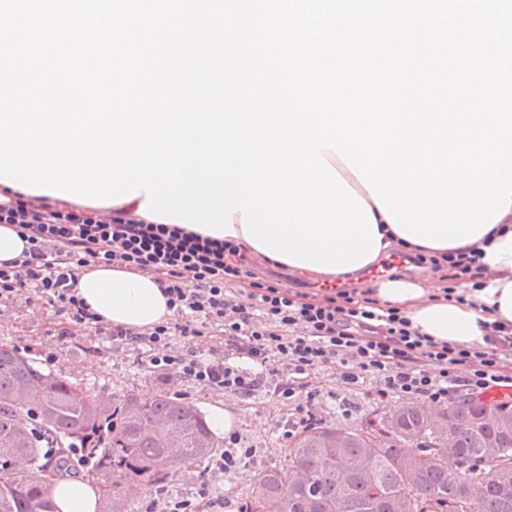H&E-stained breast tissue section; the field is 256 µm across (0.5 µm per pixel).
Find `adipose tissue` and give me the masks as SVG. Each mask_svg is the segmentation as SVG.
Returning <instances> with one entry per match:
<instances>
[{
	"label": "adipose tissue",
	"mask_w": 512,
	"mask_h": 512,
	"mask_svg": "<svg viewBox=\"0 0 512 512\" xmlns=\"http://www.w3.org/2000/svg\"><path fill=\"white\" fill-rule=\"evenodd\" d=\"M381 252L401 247L427 256L474 257L465 301L442 292L439 274L392 275L368 285L369 298L398 309L420 333L441 341L479 346L490 323L512 325V211L473 242L449 249L414 243L396 233L380 209H373ZM77 292L104 323L145 330L170 321L173 311L154 275L121 266L86 267L77 273ZM35 481L50 483L59 512H97L99 495L89 479H67L41 471Z\"/></svg>",
	"instance_id": "ef3b65f1"
}]
</instances>
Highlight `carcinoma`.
Masks as SVG:
<instances>
[{
	"instance_id": "carcinoma-1",
	"label": "carcinoma",
	"mask_w": 512,
	"mask_h": 512,
	"mask_svg": "<svg viewBox=\"0 0 512 512\" xmlns=\"http://www.w3.org/2000/svg\"><path fill=\"white\" fill-rule=\"evenodd\" d=\"M21 383L40 386L25 404L13 401ZM74 391L34 360L0 346V512H58L50 490L30 481L28 470L16 468V455H26L28 466H37L43 448L76 442L108 417L112 434L100 470L118 477L112 483V512H139L135 501L122 494L124 479L164 493L173 454L157 423L179 434L177 452L185 463L200 464L219 447L206 419L180 398L131 393L111 409L88 393L79 399ZM28 412L35 420L33 429L24 432L17 419ZM504 415L512 419V407L500 401L461 398L448 401L433 416L403 407L380 428L318 423L293 439L288 468L259 472L251 512H267L274 504L280 512H393L401 498L410 500L412 512H512V424L502 427ZM444 424L452 429L456 458L466 463L461 472L441 448ZM490 438L498 441L494 457L484 451ZM351 456L371 458L372 480L326 465L331 457ZM475 487L480 489L477 497L472 495Z\"/></svg>"
}]
</instances>
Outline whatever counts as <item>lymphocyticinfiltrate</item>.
<instances>
[{"label":"lymphocytic infiltrate","mask_w":512,"mask_h":512,"mask_svg":"<svg viewBox=\"0 0 512 512\" xmlns=\"http://www.w3.org/2000/svg\"><path fill=\"white\" fill-rule=\"evenodd\" d=\"M0 224H10L28 246L0 265V300L34 292L79 326L138 348L167 381H191L248 399L267 391L295 404L297 428L316 416L309 403L328 369L342 383L372 386L378 399L405 396L441 405L452 395L475 397L512 388V327L491 324L484 345L467 347L420 334L397 310L378 309L354 292L329 289L312 302L252 280L234 243L202 237L171 224H153L45 196L13 195L0 202ZM120 264L158 275L174 321L144 331L105 327L79 297L76 272ZM251 279L248 299L235 284ZM222 333L242 368L173 350L178 336Z\"/></svg>","instance_id":"obj_1"}]
</instances>
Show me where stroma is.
<instances>
[{"mask_svg": "<svg viewBox=\"0 0 512 512\" xmlns=\"http://www.w3.org/2000/svg\"><path fill=\"white\" fill-rule=\"evenodd\" d=\"M65 318L37 296H18L0 302V345L26 348L30 358L42 363L44 370L56 373L76 388L91 391L113 402L129 393L179 394L198 410L227 399L224 390H213L183 382L172 387L164 376L142 363L138 351L115 345L108 339L87 332L79 338L63 336ZM325 389L312 408L319 422L354 426L380 422L396 412L406 400L395 397L384 402L372 395L348 388L336 373L324 378ZM238 432L256 450L254 461L227 475L218 469L204 470L200 465L182 464L174 468L170 497L196 500L201 483H208L212 496L229 499L223 512H232L238 503L251 500L258 473L266 468L282 467L288 462V442L284 428L296 419L293 405H274L265 393L238 399Z\"/></svg>", "mask_w": 512, "mask_h": 512, "instance_id": "35a3bbf8", "label": "stroma"}]
</instances>
